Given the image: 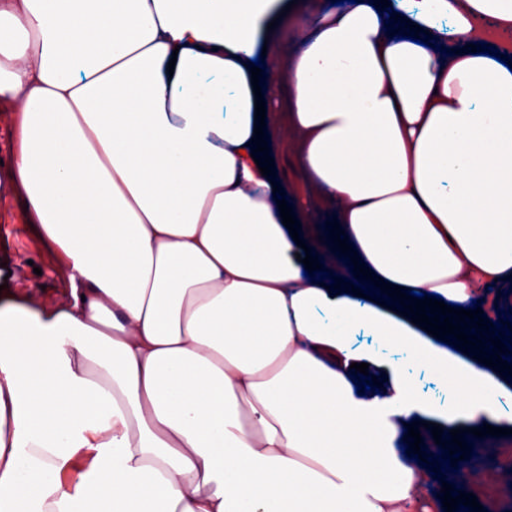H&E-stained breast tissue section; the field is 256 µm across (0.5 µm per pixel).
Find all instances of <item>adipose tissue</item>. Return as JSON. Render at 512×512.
Listing matches in <instances>:
<instances>
[{
	"label": "adipose tissue",
	"instance_id": "1",
	"mask_svg": "<svg viewBox=\"0 0 512 512\" xmlns=\"http://www.w3.org/2000/svg\"><path fill=\"white\" fill-rule=\"evenodd\" d=\"M273 2L0 0L10 181L70 285L0 295V512H429L408 424L512 426V377L373 283L466 309L512 280V49L479 25L511 31L512 0H345L261 57ZM259 95L313 191L297 220L331 206L364 296L304 276L250 155ZM414 376L416 379V389L420 396L434 402H445L448 400V396L443 388L426 370L415 369Z\"/></svg>",
	"mask_w": 512,
	"mask_h": 512
}]
</instances>
